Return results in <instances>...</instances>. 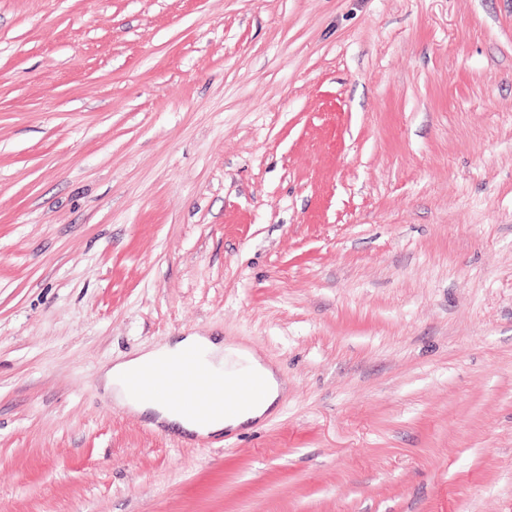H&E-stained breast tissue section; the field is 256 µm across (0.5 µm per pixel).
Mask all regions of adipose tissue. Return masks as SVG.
Instances as JSON below:
<instances>
[{
    "label": "adipose tissue",
    "instance_id": "obj_1",
    "mask_svg": "<svg viewBox=\"0 0 512 512\" xmlns=\"http://www.w3.org/2000/svg\"><path fill=\"white\" fill-rule=\"evenodd\" d=\"M189 347L199 349L203 366L223 375L225 380H233L243 373L256 375L263 384L261 391L254 399L241 405L208 415L197 414L183 405H172L160 392L140 398L130 393L126 385L130 375L158 362L176 359ZM101 380L105 392L121 408L140 415H150L156 423L177 427L196 438L236 430L263 418L273 409L282 392L274 366L254 351L232 342L196 335L143 349L128 359L104 366Z\"/></svg>",
    "mask_w": 512,
    "mask_h": 512
}]
</instances>
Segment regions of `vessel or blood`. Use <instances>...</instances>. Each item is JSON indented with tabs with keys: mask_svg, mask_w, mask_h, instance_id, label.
I'll return each mask as SVG.
<instances>
[{
	"mask_svg": "<svg viewBox=\"0 0 512 512\" xmlns=\"http://www.w3.org/2000/svg\"><path fill=\"white\" fill-rule=\"evenodd\" d=\"M132 391L164 389L177 396L192 393L204 397L208 408L229 406L230 402H243L257 388L256 381L242 378L236 381V392L233 398H226L224 381L205 369L196 351L188 350L182 353L177 362L164 361L155 367L133 375L128 380Z\"/></svg>",
	"mask_w": 512,
	"mask_h": 512,
	"instance_id": "vessel-or-blood-1",
	"label": "vessel or blood"
}]
</instances>
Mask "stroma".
<instances>
[{
  "instance_id": "1",
  "label": "stroma",
  "mask_w": 512,
  "mask_h": 512,
  "mask_svg": "<svg viewBox=\"0 0 512 512\" xmlns=\"http://www.w3.org/2000/svg\"><path fill=\"white\" fill-rule=\"evenodd\" d=\"M189 335L276 410L113 405ZM0 512H512V0H0ZM195 347L202 353V364L208 370L224 375L226 386L232 388L234 377L243 373H253L262 382L263 387L257 396L238 406H231L225 412L216 411L200 415L184 405L175 406L161 391L152 396L135 398L128 387L134 391L165 389L179 398L172 401L181 403L184 395L197 393L204 397L205 403L199 408L217 409L228 407L234 402H244L256 390L258 383L249 378L236 381V392L227 399L224 394V379L205 369L199 354L194 350L180 353ZM155 367L131 376L143 369ZM101 380L103 388L114 402L130 412L148 414L155 423L175 426L187 435L195 438H208L225 431L239 429L263 418L273 409L281 396L282 387L275 367L263 360L254 351L232 342L214 340L207 336H184L172 342L146 348L136 355L120 362L103 367Z\"/></svg>"
}]
</instances>
